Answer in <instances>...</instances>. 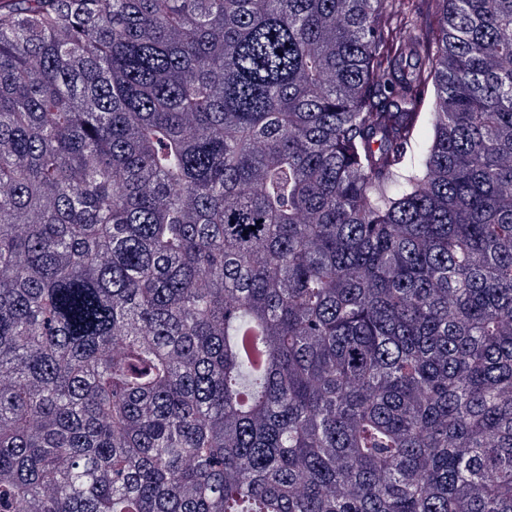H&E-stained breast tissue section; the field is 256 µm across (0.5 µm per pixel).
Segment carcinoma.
Instances as JSON below:
<instances>
[{"mask_svg":"<svg viewBox=\"0 0 512 512\" xmlns=\"http://www.w3.org/2000/svg\"><path fill=\"white\" fill-rule=\"evenodd\" d=\"M417 2L0 0V512H512V0Z\"/></svg>","mask_w":512,"mask_h":512,"instance_id":"cac0c4a2","label":"carcinoma"}]
</instances>
